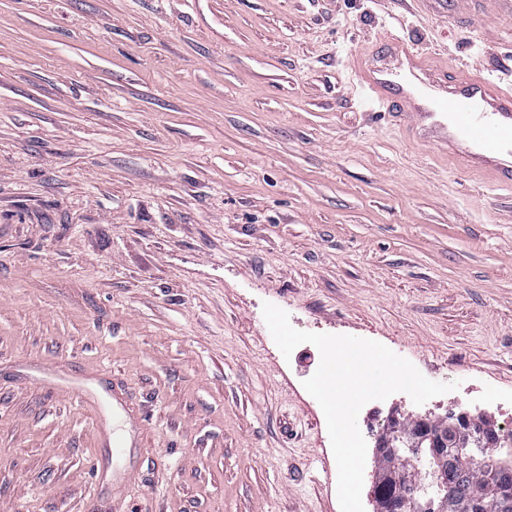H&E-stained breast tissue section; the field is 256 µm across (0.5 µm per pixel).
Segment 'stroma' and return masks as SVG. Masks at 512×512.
<instances>
[{"instance_id":"35a3bbf8","label":"stroma","mask_w":512,"mask_h":512,"mask_svg":"<svg viewBox=\"0 0 512 512\" xmlns=\"http://www.w3.org/2000/svg\"><path fill=\"white\" fill-rule=\"evenodd\" d=\"M390 29L512 82V0H0V512H340L320 353L266 302L456 383L367 403V445L512 423V191L364 104Z\"/></svg>"}]
</instances>
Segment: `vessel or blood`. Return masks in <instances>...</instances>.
<instances>
[{
    "label": "vessel or blood",
    "mask_w": 512,
    "mask_h": 512,
    "mask_svg": "<svg viewBox=\"0 0 512 512\" xmlns=\"http://www.w3.org/2000/svg\"><path fill=\"white\" fill-rule=\"evenodd\" d=\"M351 66L394 125L435 145L457 169L488 174L492 185L512 190L511 83L449 73L392 33L354 55Z\"/></svg>",
    "instance_id": "vessel-or-blood-1"
}]
</instances>
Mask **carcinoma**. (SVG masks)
<instances>
[{"label":"carcinoma","instance_id":"carcinoma-1","mask_svg":"<svg viewBox=\"0 0 512 512\" xmlns=\"http://www.w3.org/2000/svg\"><path fill=\"white\" fill-rule=\"evenodd\" d=\"M512 450L508 448H460V442L448 438V449L439 462L403 464V473L396 481L387 478L391 460H377L380 475L375 497L385 504L416 492L438 490L430 484L432 471L442 472L445 479L441 497L444 512H512Z\"/></svg>","mask_w":512,"mask_h":512}]
</instances>
